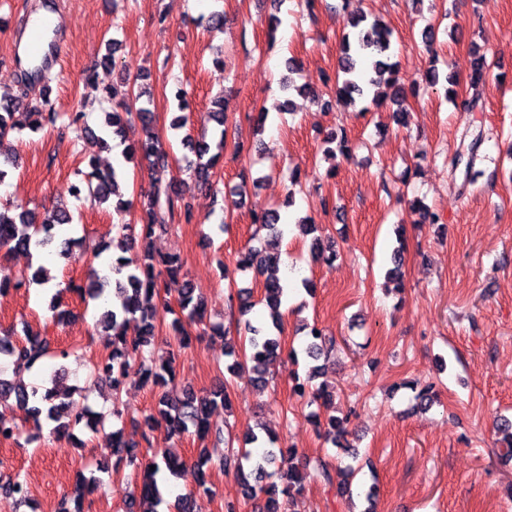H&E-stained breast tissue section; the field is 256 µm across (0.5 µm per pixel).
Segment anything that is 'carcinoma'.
<instances>
[{"label": "carcinoma", "instance_id": "1", "mask_svg": "<svg viewBox=\"0 0 512 512\" xmlns=\"http://www.w3.org/2000/svg\"><path fill=\"white\" fill-rule=\"evenodd\" d=\"M351 30L343 38L340 49L339 65L336 78V96L351 105L356 100L372 97L374 101L388 100L396 106L397 122L405 124V103L407 92L397 74V64L391 61L392 32L378 21L367 23V15L361 13L350 21ZM86 87L96 92L102 102L104 123L102 134H97L86 121L82 112H74L68 121L62 124L66 130L84 133L90 143L101 145L110 136L124 143L121 158L112 163L106 171L94 168L84 173V178L73 185L75 198L89 199L103 205L118 191L119 180L125 173V164L139 155L148 162L152 182L148 193L141 201L142 215L138 224H114L112 231L121 236L120 244L126 245L129 238L141 242L140 254L135 266H130L121 259L107 260L100 267H90L88 282L80 292L92 300L103 301L104 307L100 322L105 330L111 332L108 345L111 351L105 358L93 366L95 378L112 390V417L120 420L122 388L134 380L143 386L159 389L154 413L145 419L148 430L165 428L167 435L181 436L193 432L200 441L212 438L217 443H224L226 452L219 461V468L228 473L233 471L239 479L243 498L254 500L264 497L261 512H293L294 495L299 493L307 480H319L333 484V476L326 463L317 460L300 465L298 453L294 448H285L275 438L262 440L255 433H248L243 438L233 435V425L229 420L217 422L212 419L218 406L229 410L230 392L226 385L206 394L198 395L187 385L175 387L177 353L155 365L146 356L147 348L152 344L157 324L164 320V314L170 312L165 296L170 283L181 274L183 261L177 255H161L153 248L156 232H165L169 221L176 214L185 219L192 216L191 199L172 189L170 175V152L158 140L153 131V112L149 108L151 99H143L145 92L129 94V102H112L111 93L96 83L95 75L90 73L85 79ZM23 103L15 96L0 97V139L22 131V125L15 120V114L21 110ZM29 126L40 129L44 126H56L59 115L54 111L49 100H44L38 107L26 110ZM202 132L198 140L187 134L183 141L192 145L194 157L186 159L195 181L204 187L211 185L212 169L219 162L224 151L227 118L221 99L212 101L211 108L202 116ZM215 127L218 141H207L208 125ZM80 221L79 214L72 209L57 205L37 215L13 202L0 203V251L11 254L23 251L27 254L55 251L62 258H70L74 248L79 244L74 238L60 239L54 229L58 225L73 224ZM259 229L274 239L283 234L277 211L271 210L254 217ZM298 233L310 237L311 249L321 253L332 248L319 235L320 227L311 220L296 224ZM405 242L397 237V246L391 255L392 267L386 271V278L401 287V268L404 260ZM239 267L249 269L263 281V293L258 303L269 311V319L253 322L247 318L255 306L251 297L238 293L240 302L239 315L244 317V332L239 336V344L225 343L224 356L232 357L228 371L236 376L249 375L250 380L260 386H266L267 366L275 361L281 352L282 313L285 303L284 287L278 276V264L273 257L266 256L257 247L249 248L239 260ZM31 284L44 285L46 279L41 270H35L31 276L22 277L15 283L0 279V294L9 286L20 288ZM178 308L180 315L171 322L173 339L178 349L190 344L192 330L205 326L206 307L204 297L194 288L178 290ZM16 333L0 336V360L6 359L12 367L13 377H3L4 368L0 366V404L10 400L21 408L26 421L37 429L42 428V421L55 423L53 432L59 433L81 422L97 427L105 424L110 417L92 411L87 406H80L72 395L76 388L64 386L61 375L64 366L55 370L51 386L36 388L24 380V373L43 356L50 353V342L38 336H24L14 339ZM335 348V339L321 329L312 326L306 335L304 353L306 357L318 361L327 358ZM294 395L306 404L327 405L333 398L328 385L308 386L298 383L293 388ZM136 444L123 439L122 430L112 432V455L116 457L115 469L121 464L131 467L127 474L130 485L140 490V497H132L130 505L139 512H158V507L166 505L170 512H194L195 495L189 492L174 502H165L160 490L157 476L161 469H166L171 476L182 479L192 476L196 489L208 494L207 471L212 465L207 450H199L197 458L191 463L169 456H162L163 465L157 460L142 463L134 451ZM278 466L280 478L285 487L278 489L275 483L265 482L271 475L269 468ZM0 493L13 496L21 502L29 499V487L25 478L18 472H7L0 465Z\"/></svg>", "mask_w": 512, "mask_h": 512}]
</instances>
